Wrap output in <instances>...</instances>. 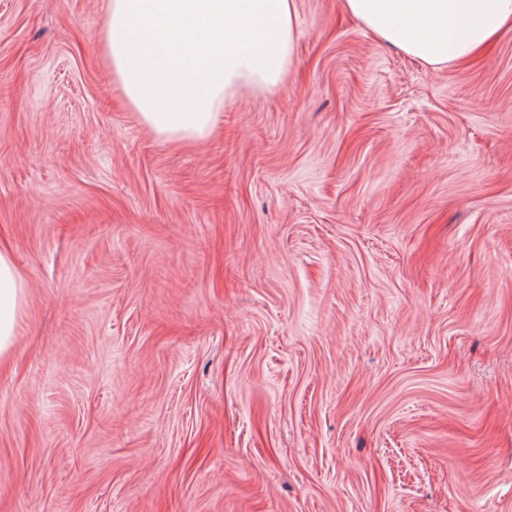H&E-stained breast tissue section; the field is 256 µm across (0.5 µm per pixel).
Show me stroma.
<instances>
[{
  "label": "stroma",
  "instance_id": "35a3bbf8",
  "mask_svg": "<svg viewBox=\"0 0 512 512\" xmlns=\"http://www.w3.org/2000/svg\"><path fill=\"white\" fill-rule=\"evenodd\" d=\"M106 0H0V512H512V29L436 69L342 0L172 143ZM24 301V285L11 256L0 248V363L12 353L18 314Z\"/></svg>",
  "mask_w": 512,
  "mask_h": 512
}]
</instances>
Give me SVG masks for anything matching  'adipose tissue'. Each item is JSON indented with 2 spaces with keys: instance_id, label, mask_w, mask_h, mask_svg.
<instances>
[{
  "instance_id": "ef3b65f1",
  "label": "adipose tissue",
  "mask_w": 512,
  "mask_h": 512,
  "mask_svg": "<svg viewBox=\"0 0 512 512\" xmlns=\"http://www.w3.org/2000/svg\"><path fill=\"white\" fill-rule=\"evenodd\" d=\"M377 38L432 65L465 62L512 28V0H343ZM294 0H109L104 40L122 93L167 141L200 143L231 92L277 85L295 59ZM24 285L0 248V363Z\"/></svg>"
}]
</instances>
